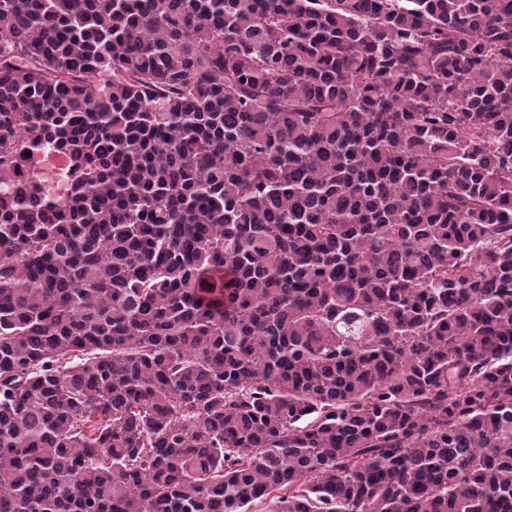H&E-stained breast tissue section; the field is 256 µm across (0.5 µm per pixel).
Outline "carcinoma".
Listing matches in <instances>:
<instances>
[{
	"instance_id": "cac0c4a2",
	"label": "carcinoma",
	"mask_w": 512,
	"mask_h": 512,
	"mask_svg": "<svg viewBox=\"0 0 512 512\" xmlns=\"http://www.w3.org/2000/svg\"><path fill=\"white\" fill-rule=\"evenodd\" d=\"M254 503L512 512V0H0V512Z\"/></svg>"
}]
</instances>
